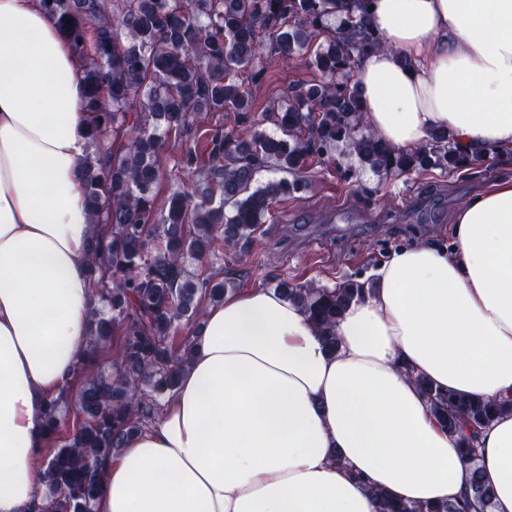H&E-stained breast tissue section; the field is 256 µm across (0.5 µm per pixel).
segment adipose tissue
Instances as JSON below:
<instances>
[{
    "label": "adipose tissue",
    "instance_id": "ef3b65f1",
    "mask_svg": "<svg viewBox=\"0 0 512 512\" xmlns=\"http://www.w3.org/2000/svg\"><path fill=\"white\" fill-rule=\"evenodd\" d=\"M372 22L387 46L355 80L380 140L413 149L442 126L466 151H512V0H374ZM81 72L39 0H0V512H48L43 411L89 334ZM335 333L331 352L267 288L208 308L160 422L106 464L95 512H378L374 490L441 504L476 469L493 512H512V414L482 428L474 465L415 382L512 398V177L455 213L451 249L392 253Z\"/></svg>",
    "mask_w": 512,
    "mask_h": 512
}]
</instances>
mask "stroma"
I'll return each instance as SVG.
<instances>
[{
    "label": "stroma",
    "mask_w": 512,
    "mask_h": 512,
    "mask_svg": "<svg viewBox=\"0 0 512 512\" xmlns=\"http://www.w3.org/2000/svg\"><path fill=\"white\" fill-rule=\"evenodd\" d=\"M312 50L272 60L251 87L256 112L284 102L291 88L317 78ZM512 175L491 154L476 176L438 170L383 179L337 146L332 161L307 169V186L279 198L249 243L219 250L214 265L192 260L194 273H219L227 292L275 288L281 281L333 286L371 279L393 252L418 244L450 247L454 214L484 183Z\"/></svg>",
    "instance_id": "35a3bbf8"
}]
</instances>
